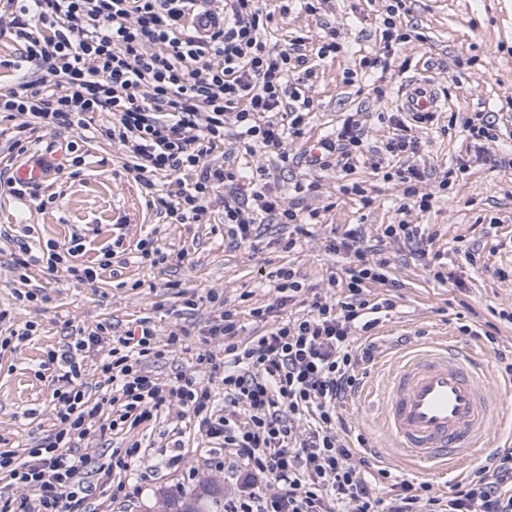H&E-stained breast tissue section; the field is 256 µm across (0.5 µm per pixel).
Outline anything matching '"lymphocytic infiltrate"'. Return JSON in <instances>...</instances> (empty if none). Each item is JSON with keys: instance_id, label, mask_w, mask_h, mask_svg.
Here are the masks:
<instances>
[{"instance_id": "obj_1", "label": "lymphocytic infiltrate", "mask_w": 512, "mask_h": 512, "mask_svg": "<svg viewBox=\"0 0 512 512\" xmlns=\"http://www.w3.org/2000/svg\"><path fill=\"white\" fill-rule=\"evenodd\" d=\"M8 2L15 7L10 32L24 68L13 86L0 91L1 113L51 130H87V113L106 114L99 134L121 145L126 170L145 190L146 207L172 222L202 223L220 194L224 222L240 242H251L255 225L263 223L291 225L290 249L312 235L317 210L286 204L270 185L264 160L288 163L289 145L305 134L314 109L308 44H316L321 58L344 53L345 46L329 23L283 45L268 34L275 14L298 10L317 17L329 0H286L275 14L266 0H224L219 23L203 33L191 21L207 0ZM409 12L408 0H387L377 18L380 41L360 60L361 76L374 81L376 96H385L396 57L418 50L420 34L403 26ZM358 77L349 73L345 81ZM388 121L393 136L373 150L361 120L348 116L335 140L324 142L317 165L347 173L365 162L383 179H396L400 219L386 226L384 236L417 254L425 231L409 216L427 212L433 195L422 189L424 170L409 160L419 146L412 126L397 112ZM230 138L259 157L249 174L234 163L212 161ZM182 172L191 173L190 184L175 192L159 187L158 176ZM13 242L23 282L36 265L65 270L80 282L97 279L112 264L109 248L97 266L79 263L82 244L75 239L47 243L36 254L25 237ZM325 248L343 261V294L314 298L307 313L275 321V307L293 302L304 288L290 269L268 272L276 303L250 311L256 321H271L263 335L243 338L238 313L207 294L215 315L196 357L207 381L154 374L152 364L190 334L181 328L159 337L146 318L123 336L100 324L48 350L40 368L54 383V422L36 446L0 450V476L25 492L18 501L0 497V512H87L91 476L112 499L127 498L128 477L145 449L136 441L104 460L99 446L162 412L171 429L156 455L158 466L182 464L180 435L192 426L211 446L210 465L238 481L224 512H512L511 447L497 449L448 495L404 477L398 493L380 496L391 473L359 457L340 407L356 387L358 367L377 350L368 333L396 306L393 299L369 296L374 285L390 283V259L381 244H365L355 229L329 237ZM92 356L98 380L90 387L85 361Z\"/></svg>"}]
</instances>
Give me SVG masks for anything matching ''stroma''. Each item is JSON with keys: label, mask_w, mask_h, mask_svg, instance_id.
<instances>
[{"label": "stroma", "mask_w": 512, "mask_h": 512, "mask_svg": "<svg viewBox=\"0 0 512 512\" xmlns=\"http://www.w3.org/2000/svg\"><path fill=\"white\" fill-rule=\"evenodd\" d=\"M382 5L383 0H331L326 18L339 23L348 52L315 60L311 80L315 109L304 138L289 148L290 154H300L310 144L331 136L356 111L367 121L369 145L377 146L391 133L378 115L398 108L401 85L424 79L442 97L433 123L418 132L414 161L426 168V188L436 202L417 221L436 231L428 250L448 252V269L454 277L444 284L435 282L424 267V258L410 255L401 244H389L396 286L390 291L377 285L371 293L382 297L390 291L398 300L394 312L374 330L382 338V351L359 371L366 388L381 382L383 364L391 357L446 336L495 364L489 346L462 335L459 327L463 324L496 325L503 342L512 344V324L498 317L500 310L512 308V111L500 112L506 100L512 99V0H414L410 22L424 41L408 63L390 68L387 95L379 100L346 84L344 73L357 69L361 51L374 46L375 15ZM480 110L498 114L500 126L499 144L481 149L471 146L457 123L458 117ZM23 123L19 115L0 116V169L14 171L27 155L48 156L50 147L60 142L71 143L83 163L77 167L65 163L50 171L37 187L40 197L48 201L40 210L0 188V225H35L44 242L61 243L79 235L88 263L118 237L132 246L140 238L155 236L170 257L154 267L131 257L126 263L112 264L92 282H78L65 272L51 274L37 266L30 271L31 282L42 286L43 297L27 303L16 298L23 285L12 272L11 249L0 248V310L7 314L0 331L9 332L29 321L38 325L37 336L21 351L0 350V436L14 446L36 443L53 423L54 386L50 377L38 372L45 350L88 333L100 323L110 325L113 334H123L143 317L151 318L164 334L178 325L195 333L212 314L204 304L185 307L181 295L185 289L201 295L217 292L225 308L238 311L246 335H260L267 326L252 321L249 311L275 301V291L260 285L266 270L285 267L296 271L306 293L293 310L303 312L313 297L339 290L336 257L324 249L331 231L360 224L366 235L375 237L399 220L393 183L379 180L369 166L357 165L342 178L334 170H314L302 163L290 166L287 174L272 173L271 178L282 193L291 181H318L317 192L308 200L319 211L314 234L290 251L279 243L287 229L270 224L259 242L240 244L230 237L218 206L200 224L162 223L146 208L138 183L124 170L125 156L118 143L104 137L87 139L77 127L54 132L30 130ZM17 137L26 143V155L9 151V143ZM451 169L456 172L452 178L447 175ZM345 182L373 190L372 205L363 207L359 196L343 193ZM460 237L479 245L481 257L476 263L450 254ZM181 251L186 257L180 261L176 255ZM487 386L508 414L507 421L494 424L485 440L487 448L495 449L512 443V381L495 373ZM341 412L362 433L363 456L379 448L383 464L392 473L429 480L443 493L454 484V477L424 476L385 451L378 412L363 403L361 394H351ZM184 444L187 466L156 471L153 456H146L145 476L131 500L106 503L95 489L91 502L103 504L106 512H143L144 504L159 489H189L204 479L215 480L225 493H233L235 486L224 473L208 466V447L200 435L185 434Z\"/></svg>", "instance_id": "obj_1"}]
</instances>
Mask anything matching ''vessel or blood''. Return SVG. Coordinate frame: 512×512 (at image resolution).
<instances>
[{
    "label": "vessel or blood",
    "mask_w": 512,
    "mask_h": 512,
    "mask_svg": "<svg viewBox=\"0 0 512 512\" xmlns=\"http://www.w3.org/2000/svg\"><path fill=\"white\" fill-rule=\"evenodd\" d=\"M401 108L418 117L438 112L430 82L401 90ZM380 390H368L379 407V426L390 447L423 473L456 470L479 454L501 414L483 380L486 365L469 350L444 341L396 355L386 362Z\"/></svg>",
    "instance_id": "obj_1"
}]
</instances>
